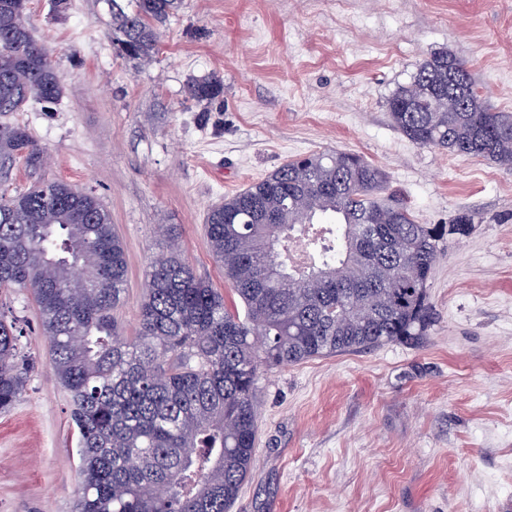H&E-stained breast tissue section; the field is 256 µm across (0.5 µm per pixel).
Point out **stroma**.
Listing matches in <instances>:
<instances>
[{"label":"stroma","mask_w":512,"mask_h":512,"mask_svg":"<svg viewBox=\"0 0 512 512\" xmlns=\"http://www.w3.org/2000/svg\"><path fill=\"white\" fill-rule=\"evenodd\" d=\"M31 0L33 36L62 74L59 104L0 116L26 125L43 175L96 195L126 248L134 335L156 227L174 225L194 272L224 287L210 207L287 160L348 151L384 170L422 224L475 213L429 283L422 345L389 344L260 377L251 473L229 512H512V170L419 147L386 101L431 54L469 60L495 111L512 113V0H179L143 65L112 44V6ZM218 76L201 105L188 84ZM37 360L0 413V512H77L71 398L38 306L0 292Z\"/></svg>","instance_id":"35a3bbf8"}]
</instances>
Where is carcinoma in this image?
Returning a JSON list of instances; mask_svg holds the SVG:
<instances>
[{
  "mask_svg": "<svg viewBox=\"0 0 512 512\" xmlns=\"http://www.w3.org/2000/svg\"><path fill=\"white\" fill-rule=\"evenodd\" d=\"M28 0H0V115L59 102L65 84L33 39ZM176 0L112 10L118 55L153 61L158 25ZM223 93L196 79L189 97ZM394 127L419 147L512 169V113L483 101L469 67L441 51L387 99ZM30 174L43 149L19 124H0V168ZM474 215L421 224L360 156L291 159L208 212L209 249L244 313L195 274L159 225L135 335L112 311L125 301L127 264L108 212L93 194L40 181L0 194V289L29 291L49 336L51 363L70 392L81 448L79 512H228L254 463L261 373L388 344L417 345L432 322L428 287L448 237ZM312 267L273 269L285 236ZM16 322L0 317V412L25 392L34 359Z\"/></svg>",
  "mask_w": 512,
  "mask_h": 512,
  "instance_id": "cac0c4a2",
  "label": "carcinoma"
}]
</instances>
